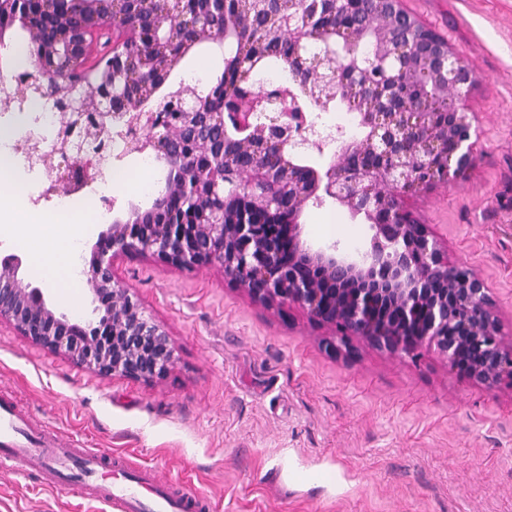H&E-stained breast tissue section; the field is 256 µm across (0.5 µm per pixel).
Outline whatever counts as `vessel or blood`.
Segmentation results:
<instances>
[{"label":"vessel or blood","mask_w":512,"mask_h":512,"mask_svg":"<svg viewBox=\"0 0 512 512\" xmlns=\"http://www.w3.org/2000/svg\"><path fill=\"white\" fill-rule=\"evenodd\" d=\"M0 456L38 468L47 486L68 485L82 497L124 512H197L198 502L173 498L149 469L124 470L106 448L77 450L62 440L28 432L24 418L0 403Z\"/></svg>","instance_id":"obj_1"}]
</instances>
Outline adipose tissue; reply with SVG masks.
<instances>
[{"label":"adipose tissue","mask_w":512,"mask_h":512,"mask_svg":"<svg viewBox=\"0 0 512 512\" xmlns=\"http://www.w3.org/2000/svg\"><path fill=\"white\" fill-rule=\"evenodd\" d=\"M22 180L10 157L0 152V201L11 200L7 223L0 225V239L21 249L30 265L55 288L74 287L70 273L72 251L86 232L81 224H52L45 214L28 208L21 196Z\"/></svg>","instance_id":"obj_1"}]
</instances>
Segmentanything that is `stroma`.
Returning a JSON list of instances; mask_svg holds the SVG:
<instances>
[{
	"mask_svg": "<svg viewBox=\"0 0 512 512\" xmlns=\"http://www.w3.org/2000/svg\"><path fill=\"white\" fill-rule=\"evenodd\" d=\"M448 38L478 83L476 164L406 206L485 279L512 336V0H404ZM14 167L27 202L59 214L47 172ZM313 247L368 245L362 216L332 200L306 206ZM116 279L169 333L175 363L162 379L104 377L0 327V398L33 427L109 448L153 468L174 494L214 512H512V391L451 374L434 351L335 354L329 331L297 306L256 305L219 264L191 269L119 258ZM60 311L90 315L92 293L65 294L26 270ZM0 512H108L0 467Z\"/></svg>",
	"mask_w": 512,
	"mask_h": 512,
	"instance_id": "1",
	"label": "stroma"
}]
</instances>
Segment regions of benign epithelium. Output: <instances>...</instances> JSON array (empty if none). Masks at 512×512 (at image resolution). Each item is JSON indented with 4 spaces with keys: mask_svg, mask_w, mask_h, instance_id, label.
I'll return each mask as SVG.
<instances>
[{
    "mask_svg": "<svg viewBox=\"0 0 512 512\" xmlns=\"http://www.w3.org/2000/svg\"><path fill=\"white\" fill-rule=\"evenodd\" d=\"M304 2L0 0V48L20 26L34 67L13 80L44 85L61 114L65 137L53 152L31 138L23 145L31 166L55 174L47 192L78 191L103 170L115 117L126 152L150 150L167 171L151 205L113 218L83 268L94 318L59 311L8 254L0 255V324L100 375L154 381L173 365L172 343L115 278V259L216 262L253 302L295 304L332 330L338 354L352 356L354 340L391 355L433 348L455 376L512 390V338L485 280L451 262L406 206L407 197L473 167L476 115L466 99L474 72L403 0H322L323 11L297 32L294 9ZM266 25L274 38L288 31L296 51L287 62L310 101L334 90L359 112L364 136L347 141L337 130L339 160L322 174L301 160L322 145L299 124L298 95L254 86L272 50L241 33ZM106 30L112 49L92 63ZM235 32L224 57L234 84L182 88L142 109L190 50L207 43L225 52ZM308 41L324 49L301 53ZM326 198L369 223L359 259L303 240L304 207Z\"/></svg>",
    "mask_w": 512,
    "mask_h": 512,
    "instance_id": "obj_1",
    "label": "benign epithelium"
}]
</instances>
